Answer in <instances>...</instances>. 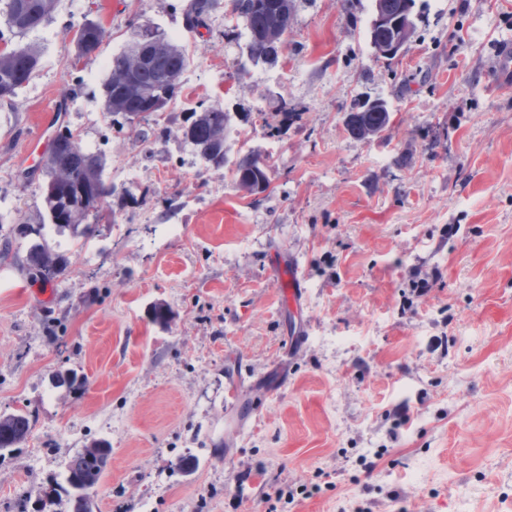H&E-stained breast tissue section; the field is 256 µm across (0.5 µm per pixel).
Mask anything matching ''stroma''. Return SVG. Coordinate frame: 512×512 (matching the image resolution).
Segmentation results:
<instances>
[{"mask_svg": "<svg viewBox=\"0 0 512 512\" xmlns=\"http://www.w3.org/2000/svg\"><path fill=\"white\" fill-rule=\"evenodd\" d=\"M295 2L278 62L245 69L231 0L201 36L187 0H59L28 34L39 66L0 100V414L36 422L0 458V512L63 481L95 439L112 453L94 512H266L280 486L279 512H512V0H416L389 65L372 0ZM89 20L106 30L91 63L72 41ZM134 22L192 58L147 142L101 101ZM362 97L388 102L384 138L347 132ZM64 98L62 125L107 160L113 215L80 248L45 228L72 252L48 286L22 269L34 236L13 228L40 222L29 140ZM215 105L240 117L232 151L265 158L267 195L184 144L188 109ZM279 258L300 268L298 306L279 302ZM417 277L435 283L419 294ZM66 370L85 387L56 386Z\"/></svg>", "mask_w": 512, "mask_h": 512, "instance_id": "35a3bbf8", "label": "stroma"}]
</instances>
